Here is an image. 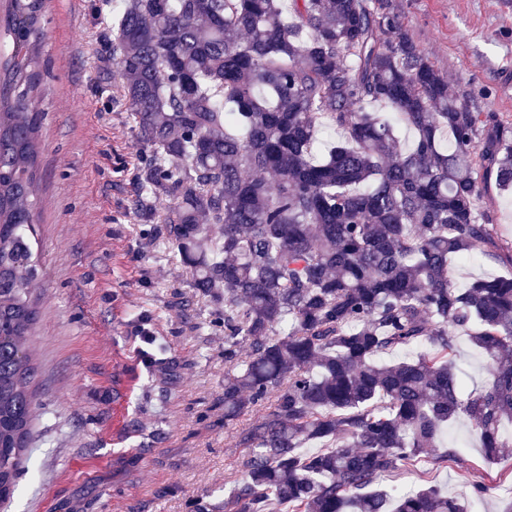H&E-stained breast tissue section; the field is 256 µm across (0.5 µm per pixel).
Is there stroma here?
Returning a JSON list of instances; mask_svg holds the SVG:
<instances>
[{
	"label": "stroma",
	"mask_w": 512,
	"mask_h": 512,
	"mask_svg": "<svg viewBox=\"0 0 512 512\" xmlns=\"http://www.w3.org/2000/svg\"><path fill=\"white\" fill-rule=\"evenodd\" d=\"M419 48L475 111L512 122V0H389ZM38 209L31 246L38 321L27 342L37 407L25 471L0 512H224L246 451L224 423V334L212 303L165 245L154 218L131 210L143 157L122 72L94 0H48ZM481 209L512 245V192L488 186ZM445 447L465 467L423 461L465 512H505L496 483L512 458L485 459L465 422ZM493 490L466 496L468 480Z\"/></svg>",
	"instance_id": "1"
}]
</instances>
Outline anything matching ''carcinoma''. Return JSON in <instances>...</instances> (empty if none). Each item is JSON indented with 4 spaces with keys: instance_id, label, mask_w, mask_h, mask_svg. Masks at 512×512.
<instances>
[{
    "instance_id": "cac0c4a2",
    "label": "carcinoma",
    "mask_w": 512,
    "mask_h": 512,
    "mask_svg": "<svg viewBox=\"0 0 512 512\" xmlns=\"http://www.w3.org/2000/svg\"><path fill=\"white\" fill-rule=\"evenodd\" d=\"M46 0H9L0 67V502L31 443L24 340L43 112L35 33ZM144 150L134 209L173 205L166 239L224 328V425L251 449L224 512H460L438 486L393 497L465 418L486 458L512 455V274L457 287L473 255L512 271L481 188H512V123L475 112L420 52L388 0H101ZM383 102L396 120L369 112ZM416 140L397 151L396 123ZM346 143L317 158V134ZM221 225L212 239L211 225ZM466 329L490 361L470 390ZM427 341L414 359L383 355ZM23 352L20 360L12 357ZM319 443L306 455L301 448Z\"/></svg>"
}]
</instances>
